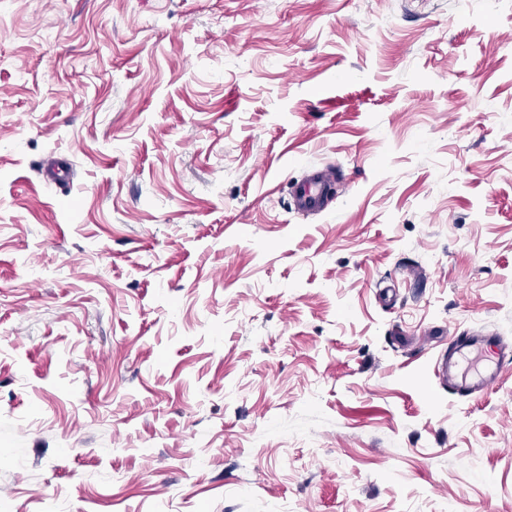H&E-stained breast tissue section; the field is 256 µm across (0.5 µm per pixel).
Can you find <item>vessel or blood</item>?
<instances>
[{"mask_svg": "<svg viewBox=\"0 0 512 512\" xmlns=\"http://www.w3.org/2000/svg\"><path fill=\"white\" fill-rule=\"evenodd\" d=\"M335 179L329 167L315 169L292 188L295 209L319 214L325 211L328 188ZM494 346L495 358L489 364L474 370L472 375L459 371L460 361L468 355H483L487 346ZM512 364V347L496 336L461 334L452 337L447 349L436 361V367L449 393L467 398L483 392L495 384L503 367Z\"/></svg>", "mask_w": 512, "mask_h": 512, "instance_id": "vessel-or-blood-1", "label": "vessel or blood"}]
</instances>
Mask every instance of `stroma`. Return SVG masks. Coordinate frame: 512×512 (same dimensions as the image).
I'll use <instances>...</instances> for the list:
<instances>
[{"label":"stroma","instance_id":"obj_1","mask_svg":"<svg viewBox=\"0 0 512 512\" xmlns=\"http://www.w3.org/2000/svg\"><path fill=\"white\" fill-rule=\"evenodd\" d=\"M472 331L512 0H0V512H512V369L435 372ZM335 180V171L330 167L316 168L309 176L292 187L295 209L320 214L326 210L328 187ZM488 345H494L495 359L474 370L471 376L460 374V360L466 355L476 354L481 357ZM511 359V346L497 336L460 334L448 341V347L437 359L436 367L438 373L442 375L443 384L448 385L449 393L459 398H469L495 384L501 369L509 365Z\"/></svg>","mask_w":512,"mask_h":512}]
</instances>
